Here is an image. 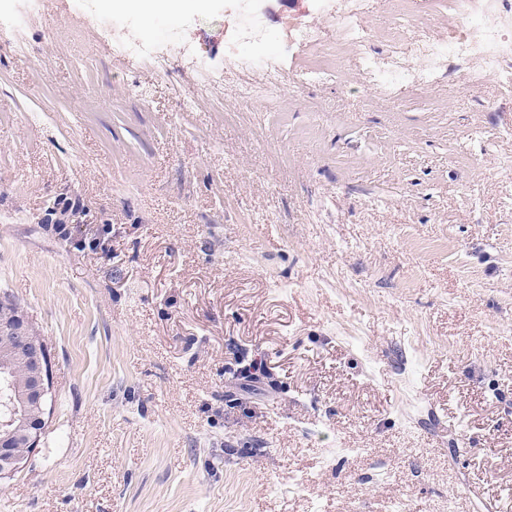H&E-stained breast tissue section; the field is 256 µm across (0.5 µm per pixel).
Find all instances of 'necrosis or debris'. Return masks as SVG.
<instances>
[{
    "instance_id": "1",
    "label": "necrosis or debris",
    "mask_w": 512,
    "mask_h": 512,
    "mask_svg": "<svg viewBox=\"0 0 512 512\" xmlns=\"http://www.w3.org/2000/svg\"><path fill=\"white\" fill-rule=\"evenodd\" d=\"M238 42L229 45L239 68L262 72L261 80L242 85V97L264 102L286 84L282 69L265 56L241 55L238 43L259 40L264 29L257 14L260 0H236ZM319 16L335 23L337 46H351L364 83L387 98L403 87L423 90L445 76L452 65L463 66V83L479 86L494 82L512 93V0H418L404 22L415 35L394 43L384 53L366 49L372 38L363 19L371 0H317ZM445 9L456 24L448 32L431 28L425 21L430 11Z\"/></svg>"
}]
</instances>
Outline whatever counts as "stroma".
I'll return each mask as SVG.
<instances>
[{
	"mask_svg": "<svg viewBox=\"0 0 512 512\" xmlns=\"http://www.w3.org/2000/svg\"><path fill=\"white\" fill-rule=\"evenodd\" d=\"M412 2L372 0L374 47ZM90 6L0 0V293L53 399L0 512H512V96L386 100L294 44L315 0H266L243 52L289 80L253 102L224 0ZM159 28L225 86L112 49ZM63 194L105 246L41 223ZM105 2L110 11L113 7L122 9L135 6L145 15H151L158 11L176 13L184 4V0H106Z\"/></svg>",
	"mask_w": 512,
	"mask_h": 512,
	"instance_id": "35a3bbf8",
	"label": "stroma"
}]
</instances>
